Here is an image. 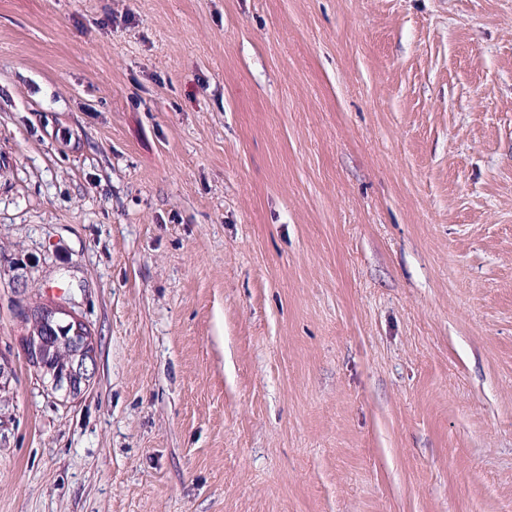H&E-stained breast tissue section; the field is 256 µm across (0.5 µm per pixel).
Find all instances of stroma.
<instances>
[{
  "label": "stroma",
  "instance_id": "obj_1",
  "mask_svg": "<svg viewBox=\"0 0 512 512\" xmlns=\"http://www.w3.org/2000/svg\"><path fill=\"white\" fill-rule=\"evenodd\" d=\"M0 352V512H512V0H0ZM21 316L25 322H38L46 325L49 332H53L50 326L59 328V324L66 327L74 324L76 326L75 334L82 336H72L70 343L74 348L73 359L64 372H51L45 361L43 351V340L40 336H32L29 333L23 338V350L28 364L41 375L46 371L51 372V384L57 391L62 392L64 398L74 399L81 395L90 387L91 381L95 375V351L87 350V344L90 336H85V331H80L79 325L87 327L88 324L78 317L74 311L64 306L54 303H36L21 308Z\"/></svg>",
  "mask_w": 512,
  "mask_h": 512
}]
</instances>
